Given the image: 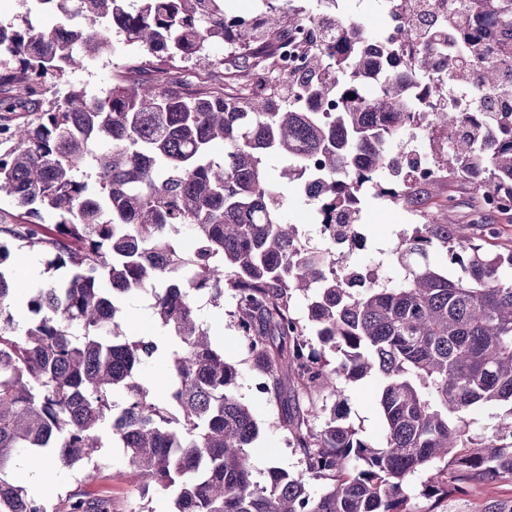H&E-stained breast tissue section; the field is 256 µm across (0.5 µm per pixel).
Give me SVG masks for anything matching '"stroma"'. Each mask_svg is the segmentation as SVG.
I'll return each instance as SVG.
<instances>
[{"label": "stroma", "mask_w": 512, "mask_h": 512, "mask_svg": "<svg viewBox=\"0 0 512 512\" xmlns=\"http://www.w3.org/2000/svg\"><path fill=\"white\" fill-rule=\"evenodd\" d=\"M131 58V47L122 40H115L114 49L108 56L87 68L67 72L49 85L46 95L51 98L77 85L83 87L89 96H103L111 89L116 72L127 66ZM437 197L441 200L448 197L454 199L455 205L448 211V221L462 232H469L478 197L473 184L461 179L442 183ZM420 221L419 214L411 208L393 204L373 194L367 195L359 222V230L367 244L364 250L352 253V264L365 266L379 263L383 278L397 280L399 267L381 262L380 256L389 253L400 236L411 231L413 225ZM9 262L13 266L19 292L23 295L66 275L65 270L48 269L45 256L28 247L13 249ZM199 305L204 324L219 349L223 350L227 360L238 366L235 390L239 400L250 409L259 429V436L250 450L254 479L265 482L267 471L273 466L289 472L300 470V456L291 443L289 433L282 426V406L255 390L257 371L232 316L234 299L225 296L223 306L215 307L203 298ZM380 386V380L375 377L347 384L339 406L340 414L359 430L364 439L375 444L382 442L384 436V423L377 401ZM102 438L104 446L100 454L104 468L98 477L85 479L86 466L82 463L69 469L56 468V496L63 499L73 494L85 497L102 495L109 501L112 512H172V493H142L128 475L124 453L113 445L111 432L103 431ZM436 512H512V479L469 487L466 492L443 500Z\"/></svg>", "instance_id": "stroma-1"}]
</instances>
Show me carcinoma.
<instances>
[{"instance_id": "1", "label": "carcinoma", "mask_w": 512, "mask_h": 512, "mask_svg": "<svg viewBox=\"0 0 512 512\" xmlns=\"http://www.w3.org/2000/svg\"><path fill=\"white\" fill-rule=\"evenodd\" d=\"M0 23L5 112L38 113L1 131L0 193L17 213L0 219V512H48V498L6 475L18 460L100 470L96 449L108 427L142 491L176 488L172 512H418L467 487L512 478V421L482 437L468 414L504 404L512 417V249L489 250L495 217L512 220V0H467L402 41L419 50L404 70L341 13L312 20L302 73L285 76L290 33L276 8L232 30L224 0H31ZM58 17L40 30L32 8ZM141 51L131 70L157 78L115 79L109 93L82 89L32 106L41 85L112 49V34ZM216 38L246 48L230 63L243 86L266 76L263 92L228 95L214 82L188 90L175 61L207 54ZM467 49L475 70L448 68V81L478 86L474 112H457L425 87L431 124L448 130L447 157L423 182L387 144L425 121L412 85L432 66L431 47ZM224 142V157L211 155ZM290 162L288 181H316L320 222L345 234L360 221L366 192L426 211L388 254L402 271L392 285H347L335 253L299 241L287 196L268 182L267 162ZM442 177L486 195L476 233L448 224V201L430 206ZM55 217L39 224L42 213ZM20 241L68 276L32 291L37 318L18 331L7 242ZM436 250L453 270L431 264ZM312 291L297 317L295 292ZM235 300L234 317L263 377L282 400L283 426L301 455L296 473L274 467L252 479L257 424L234 393L236 364L212 346L198 300ZM151 296L160 336H128L122 300ZM314 333L319 347L308 338ZM170 362L171 384L155 397L145 368ZM382 380L383 446L363 440L336 409L343 384ZM54 512H110L106 501L68 498Z\"/></svg>"}]
</instances>
